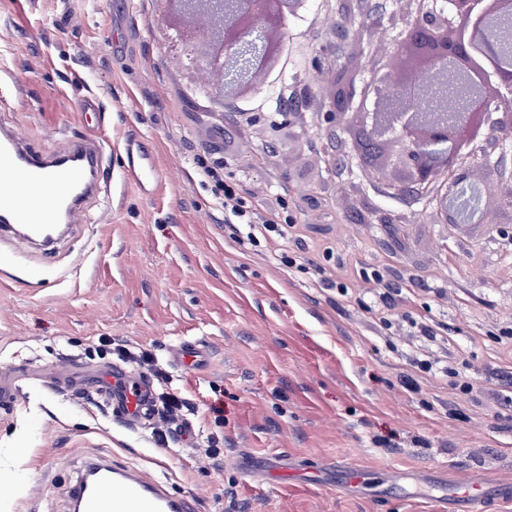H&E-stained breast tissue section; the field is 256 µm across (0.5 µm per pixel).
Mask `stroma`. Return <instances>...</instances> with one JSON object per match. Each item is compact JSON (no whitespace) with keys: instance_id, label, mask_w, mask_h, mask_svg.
<instances>
[{"instance_id":"35a3bbf8","label":"stroma","mask_w":512,"mask_h":512,"mask_svg":"<svg viewBox=\"0 0 512 512\" xmlns=\"http://www.w3.org/2000/svg\"><path fill=\"white\" fill-rule=\"evenodd\" d=\"M365 19L306 0L285 38L290 94L322 87L355 39L363 67L378 62L388 37ZM188 85L162 0H0V125L37 150L89 134L112 145L105 194L56 256L0 226V386L20 388L0 410V512H67L71 477L99 455L157 472L198 512H432L386 469L512 476V404L489 395L512 393V206L441 223L427 198L362 171L346 133L319 126L325 97L294 114L265 84V108L240 124L237 101L218 113ZM88 96L100 111H82ZM204 145L234 148L225 173L254 200L286 199L282 234L253 246L247 226L225 223L195 173ZM131 150L152 154L158 186L127 178ZM367 273L391 291L389 324L363 307ZM104 336L151 352L194 404L175 447L76 398L114 366L142 373L100 356ZM183 345L206 349L198 371L177 362ZM70 359L81 369L66 390L45 387ZM212 446L222 456L199 468ZM243 452L286 472L245 478ZM336 461L370 470L367 494L318 480L314 467Z\"/></svg>"}]
</instances>
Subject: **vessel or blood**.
<instances>
[{"label":"vessel or blood","instance_id":"1","mask_svg":"<svg viewBox=\"0 0 512 512\" xmlns=\"http://www.w3.org/2000/svg\"><path fill=\"white\" fill-rule=\"evenodd\" d=\"M105 159V145L96 137L72 141L60 152L36 153L30 150L18 129H1L0 215L10 222L25 225L34 235H42L51 224L78 222L83 205L98 191L95 175ZM127 171L141 186L157 180L150 157L143 154L131 158ZM20 179L49 190L50 206L29 210L19 207L15 184ZM109 399L114 412L126 422L137 424L153 416L149 379L132 382L126 372L115 369ZM84 467L97 470L98 476L92 482L77 476L70 488V503L78 512H196L191 497L171 493L166 482L149 470L104 458L86 461ZM336 470L342 475V490L362 488L365 470L341 462L337 463ZM415 479L423 484H452L451 495L436 498L434 512H485L489 500L512 502V479L508 477L487 480L473 476L449 480L422 471Z\"/></svg>","mask_w":512,"mask_h":512}]
</instances>
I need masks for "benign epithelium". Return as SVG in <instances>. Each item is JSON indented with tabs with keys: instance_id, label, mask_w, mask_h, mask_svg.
I'll list each match as a JSON object with an SVG mask.
<instances>
[{
	"instance_id": "1",
	"label": "benign epithelium",
	"mask_w": 512,
	"mask_h": 512,
	"mask_svg": "<svg viewBox=\"0 0 512 512\" xmlns=\"http://www.w3.org/2000/svg\"><path fill=\"white\" fill-rule=\"evenodd\" d=\"M175 48L191 50L188 73H209L204 88L215 108L255 92L259 75L284 44L288 18L302 0H164ZM408 0L395 28L388 59L371 78L345 66L333 88L323 121L390 146L384 167L393 186L407 194L442 183L436 212L446 224H465L479 208L486 186L471 179L478 144L495 135L512 140V60L503 57L490 34L512 20V0ZM468 84L466 103L448 113V77Z\"/></svg>"
}]
</instances>
